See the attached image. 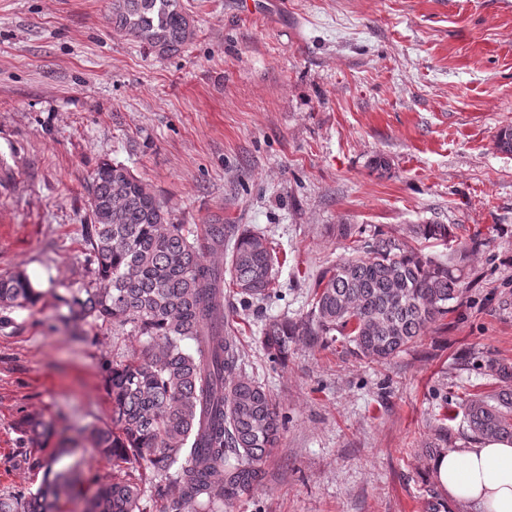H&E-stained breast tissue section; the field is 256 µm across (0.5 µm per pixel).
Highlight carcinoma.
<instances>
[{"instance_id":"cac0c4a2","label":"carcinoma","mask_w":512,"mask_h":512,"mask_svg":"<svg viewBox=\"0 0 512 512\" xmlns=\"http://www.w3.org/2000/svg\"><path fill=\"white\" fill-rule=\"evenodd\" d=\"M112 25L160 58L194 37L180 0H112ZM88 202L85 239L97 283L63 303L84 319L128 325L147 337L140 354L108 369L112 425L89 429L91 446L114 467L164 477L157 490L163 512H228L264 484V462L279 448L286 418L271 392L242 371L238 339L224 330V276L241 302L264 300L280 261L264 236L209 224L211 245L232 243L225 266H214L199 237L174 223L151 187L119 161L97 164ZM411 233L449 245L461 260L481 247L475 237L459 240L451 224H417ZM459 271L453 260H438L389 232L357 239L348 258L321 272L306 313L265 320L263 350L278 365L298 340L338 343L356 359L385 363L452 311L462 293ZM39 298L24 274L0 275L1 310ZM463 417L472 440H512V388L469 396ZM20 429L32 442L53 434L36 416ZM446 447L448 429L439 426L422 453ZM74 484L71 471H59L28 497H0V512H56ZM144 494L132 477L106 483L87 512H142Z\"/></svg>"}]
</instances>
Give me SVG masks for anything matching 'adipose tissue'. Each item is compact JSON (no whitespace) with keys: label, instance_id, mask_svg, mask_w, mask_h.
<instances>
[{"label":"adipose tissue","instance_id":"adipose-tissue-1","mask_svg":"<svg viewBox=\"0 0 512 512\" xmlns=\"http://www.w3.org/2000/svg\"><path fill=\"white\" fill-rule=\"evenodd\" d=\"M437 488L473 512H512V442L486 439L450 448L432 465Z\"/></svg>","mask_w":512,"mask_h":512}]
</instances>
